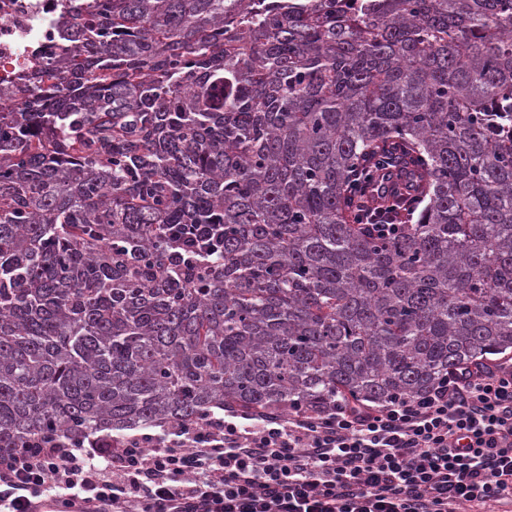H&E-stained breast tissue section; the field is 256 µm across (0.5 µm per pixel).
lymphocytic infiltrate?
Wrapping results in <instances>:
<instances>
[{
	"mask_svg": "<svg viewBox=\"0 0 512 512\" xmlns=\"http://www.w3.org/2000/svg\"><path fill=\"white\" fill-rule=\"evenodd\" d=\"M215 254L220 224L176 227ZM484 512L512 503V358L460 368L383 406L223 415L115 436H51L0 453V512Z\"/></svg>",
	"mask_w": 512,
	"mask_h": 512,
	"instance_id": "1",
	"label": "lymphocytic infiltrate"
}]
</instances>
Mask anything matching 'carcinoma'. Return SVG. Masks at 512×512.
<instances>
[{
  "instance_id": "1",
  "label": "carcinoma",
  "mask_w": 512,
  "mask_h": 512,
  "mask_svg": "<svg viewBox=\"0 0 512 512\" xmlns=\"http://www.w3.org/2000/svg\"><path fill=\"white\" fill-rule=\"evenodd\" d=\"M0 85V452L417 397L512 351V0H62ZM368 198L382 238L351 203ZM222 224L178 265L166 233Z\"/></svg>"
}]
</instances>
